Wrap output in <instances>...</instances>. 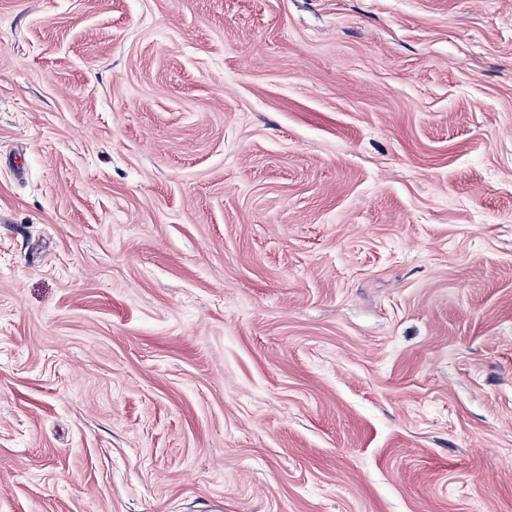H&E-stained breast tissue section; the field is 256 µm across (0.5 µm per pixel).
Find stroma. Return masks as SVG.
<instances>
[{"label":"stroma","mask_w":512,"mask_h":512,"mask_svg":"<svg viewBox=\"0 0 512 512\" xmlns=\"http://www.w3.org/2000/svg\"><path fill=\"white\" fill-rule=\"evenodd\" d=\"M0 512H512V0H0Z\"/></svg>","instance_id":"obj_1"}]
</instances>
